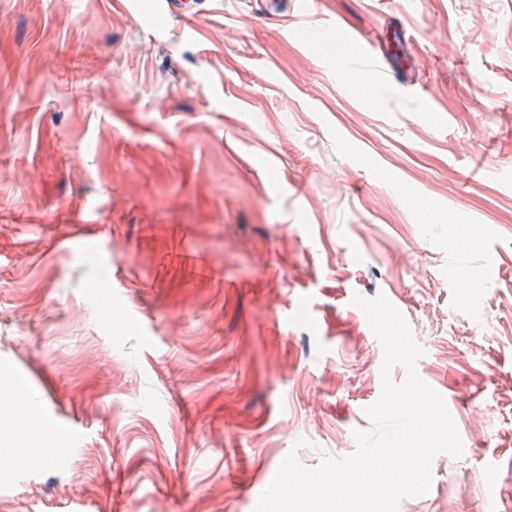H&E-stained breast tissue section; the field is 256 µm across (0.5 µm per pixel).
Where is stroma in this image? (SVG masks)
<instances>
[{
  "label": "stroma",
  "instance_id": "35a3bbf8",
  "mask_svg": "<svg viewBox=\"0 0 512 512\" xmlns=\"http://www.w3.org/2000/svg\"><path fill=\"white\" fill-rule=\"evenodd\" d=\"M133 2L0 0V403L53 447L0 414V512H255L370 429L381 294L464 447L399 512H512V0ZM157 13L163 16H178L186 27L195 26V14L189 7V1L185 0H159L157 3Z\"/></svg>",
  "mask_w": 512,
  "mask_h": 512
}]
</instances>
